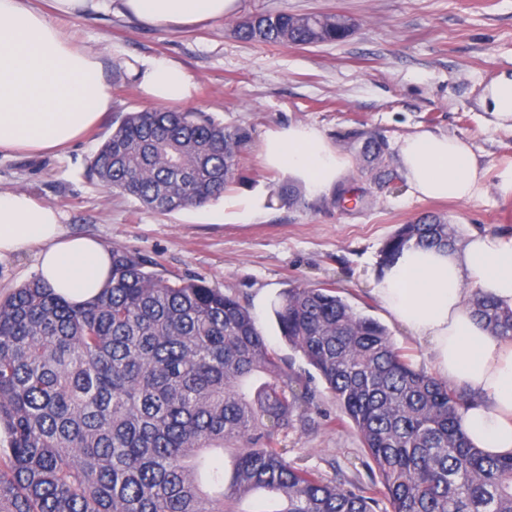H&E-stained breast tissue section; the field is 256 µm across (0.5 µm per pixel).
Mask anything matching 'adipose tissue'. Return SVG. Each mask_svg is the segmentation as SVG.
<instances>
[{"instance_id": "adipose-tissue-1", "label": "adipose tissue", "mask_w": 512, "mask_h": 512, "mask_svg": "<svg viewBox=\"0 0 512 512\" xmlns=\"http://www.w3.org/2000/svg\"><path fill=\"white\" fill-rule=\"evenodd\" d=\"M57 12L110 9L140 24L177 31L236 16L240 0H53ZM128 68L154 103L190 100L194 77L163 56L137 57ZM111 106L96 53L73 48L33 0H0V154L41 153L78 139ZM411 195L471 200L483 172L469 143L421 130L399 145ZM264 167L312 194L337 187L350 166L311 124L266 133ZM62 214L23 191L0 193V260L35 249L39 280L70 304L96 297L109 279L112 254L91 236L68 234ZM512 308V238L471 232L450 247L404 249L382 271L376 294L391 317L430 347L434 375L475 399L459 424L492 456L512 455V341L475 316V294Z\"/></svg>"}]
</instances>
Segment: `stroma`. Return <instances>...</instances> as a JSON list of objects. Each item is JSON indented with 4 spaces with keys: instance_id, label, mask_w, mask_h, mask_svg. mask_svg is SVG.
Here are the masks:
<instances>
[{
    "instance_id": "1",
    "label": "stroma",
    "mask_w": 512,
    "mask_h": 512,
    "mask_svg": "<svg viewBox=\"0 0 512 512\" xmlns=\"http://www.w3.org/2000/svg\"><path fill=\"white\" fill-rule=\"evenodd\" d=\"M278 11L341 15L353 32L336 43L287 47L239 39L231 18L164 32L116 9L55 15L71 42L102 54L112 106L86 136L57 154L0 155V192L27 190L63 213L68 232L151 260L162 278L202 279L239 297L269 349L315 391L322 416L290 429L293 456L326 478L367 482L371 474L358 433L349 424H325V417L337 414L336 401L282 338L273 307L290 284L333 287L356 311L385 325L415 367L429 370L427 345L395 322L374 293L379 251L400 225L425 213L448 219L461 239L474 230L512 237V193L500 189L502 172L512 167V120L481 105L494 79L512 75V0H241L244 17ZM156 55L180 63L195 78L196 95L179 110L206 113L251 135L239 179L224 199L168 214L116 195L87 174L122 114L152 108L126 63ZM297 122L317 126L351 160L346 179L364 192L369 206L334 207L326 196L306 193L291 207L272 201L246 222L232 212L217 219L225 202L270 194L284 183L280 172L262 166V139ZM421 129L469 142L484 172L479 197L441 202L410 194L396 154L399 143ZM368 138L387 142L389 167L397 173L382 188L360 155Z\"/></svg>"
}]
</instances>
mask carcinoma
I'll list each match as a JSON object with an SVG mask.
<instances>
[{
  "label": "carcinoma",
  "mask_w": 512,
  "mask_h": 512,
  "mask_svg": "<svg viewBox=\"0 0 512 512\" xmlns=\"http://www.w3.org/2000/svg\"><path fill=\"white\" fill-rule=\"evenodd\" d=\"M248 42L341 41L337 16L258 13L236 24ZM251 136L203 112H127L90 164L116 193L159 213L199 207L236 182ZM387 145L362 157L385 183ZM446 220L426 215L383 243L380 266L411 245L446 247ZM112 248V275L80 307L33 279L0 297V512H240L264 490L273 512H512V455L472 446L458 425L471 395L416 368L376 319L333 288L294 283L273 314L336 399L334 423L358 432L378 479L329 480L291 459L294 419L314 393L267 346L249 309L201 279L169 281ZM476 315L512 340V310L487 296ZM232 448L231 468L205 453Z\"/></svg>",
  "instance_id": "cac0c4a2"
}]
</instances>
